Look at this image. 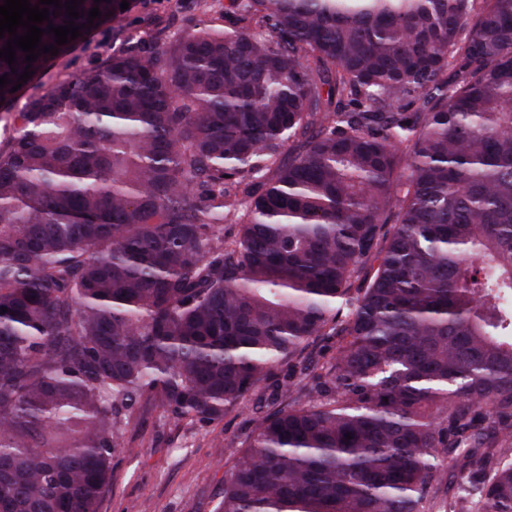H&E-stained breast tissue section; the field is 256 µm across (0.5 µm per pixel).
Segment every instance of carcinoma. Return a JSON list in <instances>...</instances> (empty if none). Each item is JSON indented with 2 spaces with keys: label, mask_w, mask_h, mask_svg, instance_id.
Segmentation results:
<instances>
[{
  "label": "carcinoma",
  "mask_w": 512,
  "mask_h": 512,
  "mask_svg": "<svg viewBox=\"0 0 512 512\" xmlns=\"http://www.w3.org/2000/svg\"><path fill=\"white\" fill-rule=\"evenodd\" d=\"M14 122L0 512H98L138 404L249 397L215 512H436L454 450L512 512V0H225ZM329 336L316 393L272 380Z\"/></svg>",
  "instance_id": "carcinoma-1"
}]
</instances>
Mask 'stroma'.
Instances as JSON below:
<instances>
[{
  "mask_svg": "<svg viewBox=\"0 0 512 512\" xmlns=\"http://www.w3.org/2000/svg\"><path fill=\"white\" fill-rule=\"evenodd\" d=\"M112 22L50 59L11 100L0 102V141L15 133V113L30 96L49 91L61 79L94 67L112 50L132 40L144 46L201 27L196 0H128ZM251 400L223 421L205 427L171 418L155 402L137 405L122 426L112 456V481L99 512H214L228 466L225 447L253 428Z\"/></svg>",
  "mask_w": 512,
  "mask_h": 512,
  "instance_id": "stroma-1",
  "label": "stroma"
}]
</instances>
